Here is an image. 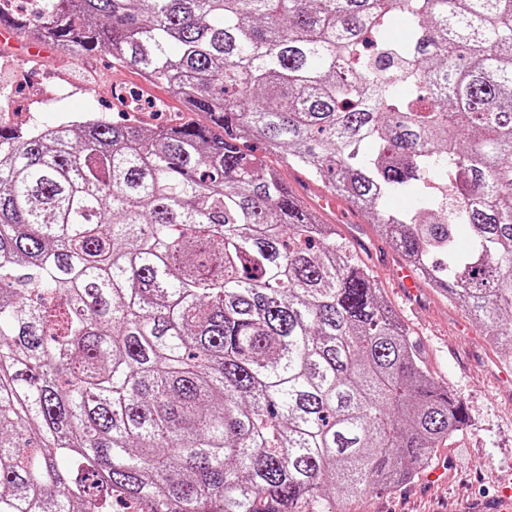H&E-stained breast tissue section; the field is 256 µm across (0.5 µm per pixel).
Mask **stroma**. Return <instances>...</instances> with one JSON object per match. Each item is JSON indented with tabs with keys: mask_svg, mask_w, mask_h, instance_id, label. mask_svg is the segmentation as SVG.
<instances>
[{
	"mask_svg": "<svg viewBox=\"0 0 512 512\" xmlns=\"http://www.w3.org/2000/svg\"><path fill=\"white\" fill-rule=\"evenodd\" d=\"M1 84L25 110L0 112V125L44 128L90 112L145 125L207 121L203 113L186 111L164 83L146 81L108 52L71 60L45 46L33 56L24 43L0 39ZM61 85L68 90L62 97L56 94ZM243 149L277 169L288 186L302 190L308 208L335 225L340 242L368 264L384 300L410 328L428 370L467 408L466 426L436 450L428 469L401 487L369 493L352 504V512H474L502 488H512V382H500L502 365L481 326L430 289L418 288L409 298L396 288L391 270L402 260L389 242L373 236L367 214L353 212L354 223L344 222L348 202L306 179L262 142L246 141Z\"/></svg>",
	"mask_w": 512,
	"mask_h": 512,
	"instance_id": "1",
	"label": "stroma"
}]
</instances>
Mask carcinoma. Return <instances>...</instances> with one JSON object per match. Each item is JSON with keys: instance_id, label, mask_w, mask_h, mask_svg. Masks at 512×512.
I'll return each instance as SVG.
<instances>
[{"instance_id": "carcinoma-1", "label": "carcinoma", "mask_w": 512, "mask_h": 512, "mask_svg": "<svg viewBox=\"0 0 512 512\" xmlns=\"http://www.w3.org/2000/svg\"><path fill=\"white\" fill-rule=\"evenodd\" d=\"M2 22L108 51L208 124L0 126V512H349L322 501L396 486L465 424L250 138L368 212L512 365V0H46Z\"/></svg>"}]
</instances>
